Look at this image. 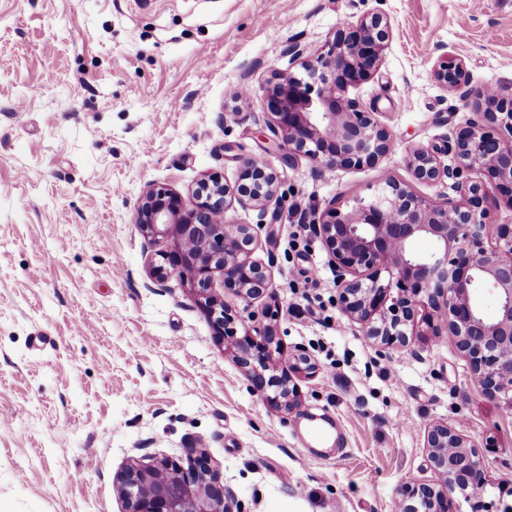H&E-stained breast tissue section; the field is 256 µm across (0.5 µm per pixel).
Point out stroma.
<instances>
[{"mask_svg":"<svg viewBox=\"0 0 512 512\" xmlns=\"http://www.w3.org/2000/svg\"><path fill=\"white\" fill-rule=\"evenodd\" d=\"M373 12L391 24L388 46L350 95L392 148L333 171L303 156L286 166L267 123L288 46L314 59ZM444 53L471 87L512 94V0H0V512H121L118 470L193 450L245 512H394L406 482L438 479L424 448L436 421L480 448L484 501L512 488V411L474 387L446 323L379 358L296 219L389 178L449 195L407 162L474 117L432 77ZM250 158L281 175L282 216L252 258L270 273L259 303L279 313L299 393L285 417L189 287L151 276L135 222L148 185L189 208L203 178L236 189ZM313 416L336 423L341 453L308 450Z\"/></svg>","mask_w":512,"mask_h":512,"instance_id":"1","label":"stroma"}]
</instances>
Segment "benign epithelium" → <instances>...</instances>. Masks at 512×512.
I'll return each mask as SVG.
<instances>
[{"mask_svg":"<svg viewBox=\"0 0 512 512\" xmlns=\"http://www.w3.org/2000/svg\"><path fill=\"white\" fill-rule=\"evenodd\" d=\"M389 27L386 16L366 15L349 32L338 31L311 61H302L300 45L288 46L289 61L301 62L306 78H278L271 89L277 112L269 123L288 148V163L303 155L321 171L334 170L374 163L390 151L392 134L350 96L351 83L378 67ZM433 77L464 100L475 97L478 119L444 147L413 150L408 164L421 180L451 181L460 199L419 197L389 179L344 212L332 209L311 219L301 215L299 221L311 225L327 248L336 304L361 325L382 355L408 347L418 310L426 306L448 320V331L469 360L473 384L512 410V224L493 219L496 200L482 182L468 176L487 171L512 206V98L496 89L471 93L465 63L456 56H441ZM448 152L457 160L453 167L440 159ZM243 179L237 201L261 208L257 224L228 220L230 189L211 177L200 181L195 204L187 210L167 190L148 187L136 224L152 244L169 238L177 244L170 254H160L153 274L160 281L177 276L186 282L261 398L287 415L297 404L296 387L288 371L278 367L281 343L267 322L268 313L250 312L253 332L239 336L231 328V311L211 295L220 278L249 307L268 284L267 268L252 260L251 253L280 175L251 159L244 164ZM420 237L433 242L431 253L411 251ZM481 288L496 298L493 320L474 301ZM424 448L439 481L405 483L395 512H457V497L470 504L471 512H512V502L482 500L488 484L482 453L457 426L430 424ZM114 484L122 512H242L233 490L194 452L184 464L143 455L118 471Z\"/></svg>","mask_w":512,"mask_h":512,"instance_id":"benign-epithelium-1","label":"benign epithelium"}]
</instances>
